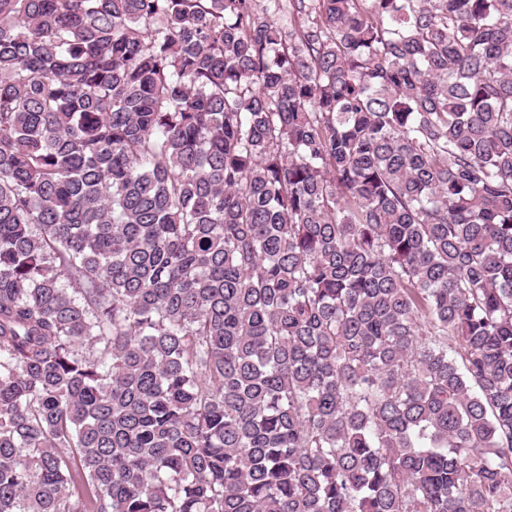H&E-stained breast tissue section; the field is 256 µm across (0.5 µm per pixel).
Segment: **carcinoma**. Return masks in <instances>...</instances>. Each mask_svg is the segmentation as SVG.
Returning a JSON list of instances; mask_svg holds the SVG:
<instances>
[{"label": "carcinoma", "mask_w": 512, "mask_h": 512, "mask_svg": "<svg viewBox=\"0 0 512 512\" xmlns=\"http://www.w3.org/2000/svg\"><path fill=\"white\" fill-rule=\"evenodd\" d=\"M0 512H512V0H0Z\"/></svg>", "instance_id": "obj_1"}]
</instances>
